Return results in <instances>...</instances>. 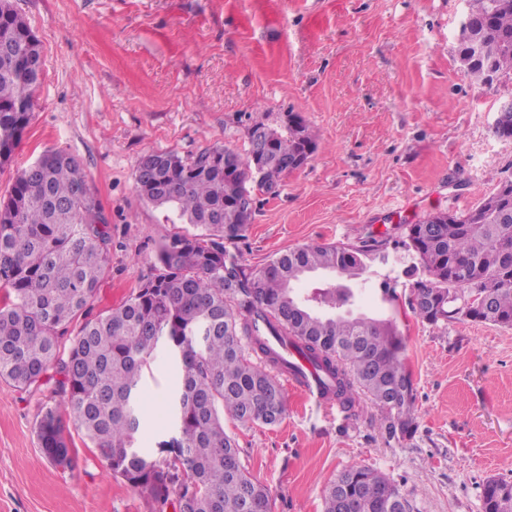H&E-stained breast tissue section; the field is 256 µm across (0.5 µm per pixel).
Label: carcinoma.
Here are the masks:
<instances>
[{"instance_id": "carcinoma-1", "label": "carcinoma", "mask_w": 512, "mask_h": 512, "mask_svg": "<svg viewBox=\"0 0 512 512\" xmlns=\"http://www.w3.org/2000/svg\"><path fill=\"white\" fill-rule=\"evenodd\" d=\"M459 61L480 86L512 78V0H467ZM40 43L11 0H0V168L10 164L31 119L44 69ZM263 161L212 148L181 157L146 154L135 172L138 194L175 210L198 234H174L158 246L153 272L120 307L79 327L67 356L58 352L67 325L97 293L112 236L81 162L47 150L19 170L0 200V380L25 390L50 388L70 408L82 434L128 486L146 495L149 512H271L269 489L252 478L224 414L240 423L276 425L287 396L272 364L268 337L285 336L329 379L347 409L359 398L379 412L378 429L400 441L416 428L415 394L390 320L357 311L369 287V261L388 259L385 243L314 245L273 257L260 269L239 248L247 223L245 194H275L282 178L307 162L315 142L299 116L267 127ZM237 173L224 174V155ZM512 173L461 213L430 212L407 227L424 278L409 304L430 324L455 320L512 328ZM314 274L331 279L299 291ZM179 382L167 409L176 432L172 456L135 446L138 396L158 352ZM40 449L54 466H77L72 435L56 407L35 423ZM387 492L377 499L371 490ZM413 512L399 486L365 466L341 472L328 487L324 512ZM484 512H512V483L490 479Z\"/></svg>"}]
</instances>
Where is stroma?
<instances>
[{"label": "stroma", "mask_w": 512, "mask_h": 512, "mask_svg": "<svg viewBox=\"0 0 512 512\" xmlns=\"http://www.w3.org/2000/svg\"><path fill=\"white\" fill-rule=\"evenodd\" d=\"M37 36L44 78L0 197L45 150L77 157L109 219L112 254L89 316L119 306L151 274L159 243L192 227L138 195L148 153L244 151L255 124L300 115L316 142L277 195L260 196L240 243L253 268L306 245L387 242L365 299L391 320L415 393L417 431L385 440L364 404L324 413L293 387L276 426L225 417L245 468L270 490L272 512H323L328 485L366 466L397 483L416 512H483V486L512 482V329L469 320L429 324L409 298L415 260L403 247L423 212H463L512 169V139L493 132L512 79L474 84L456 46L467 0H12ZM423 199L420 211L406 201ZM141 399L150 447L173 375L152 365ZM51 390L0 380V512H148L142 494L78 445L64 471L42 455L35 422Z\"/></svg>", "instance_id": "35a3bbf8"}]
</instances>
